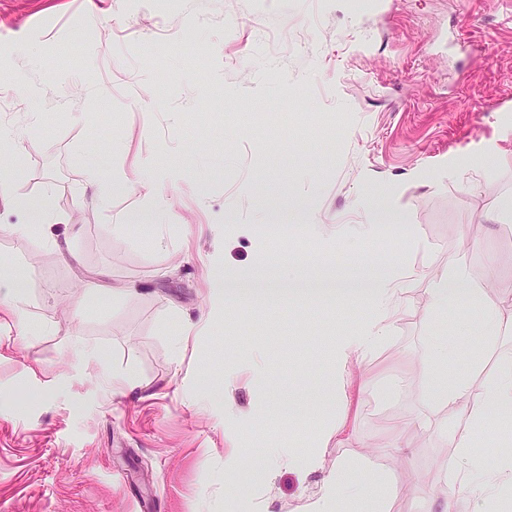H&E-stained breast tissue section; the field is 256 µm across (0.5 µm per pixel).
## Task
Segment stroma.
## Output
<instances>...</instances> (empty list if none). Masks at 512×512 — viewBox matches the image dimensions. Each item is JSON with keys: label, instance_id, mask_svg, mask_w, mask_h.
<instances>
[{"label": "stroma", "instance_id": "35a3bbf8", "mask_svg": "<svg viewBox=\"0 0 512 512\" xmlns=\"http://www.w3.org/2000/svg\"><path fill=\"white\" fill-rule=\"evenodd\" d=\"M374 2L0 0L13 191L55 216L46 235L0 199V271L26 276L43 327L0 319V512H306L340 462L355 486L383 472L390 512L447 488L462 413L421 364L440 332L463 370L479 343L451 324L479 318L462 294L436 322L427 288L453 251L473 286L497 261L492 298H512V0ZM388 265L423 276L392 341L341 371L336 338L365 318L350 299L210 292ZM124 372L135 390L102 381ZM416 417L411 455L386 447ZM336 423L350 440L316 472L270 462Z\"/></svg>", "mask_w": 512, "mask_h": 512}]
</instances>
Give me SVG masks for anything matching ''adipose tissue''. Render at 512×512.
Segmentation results:
<instances>
[{"label": "adipose tissue", "mask_w": 512, "mask_h": 512, "mask_svg": "<svg viewBox=\"0 0 512 512\" xmlns=\"http://www.w3.org/2000/svg\"><path fill=\"white\" fill-rule=\"evenodd\" d=\"M418 276V271L406 269L380 278L375 289L369 292L352 290V298L367 306L368 315L361 326L337 337L333 352L336 367H343L350 355H368L391 341L393 323L399 315L397 300L405 283ZM468 294L479 315L478 332L483 342L495 340L503 328L512 325L511 303L490 302L478 288L469 289ZM451 352L445 337H434L425 365L434 402L459 409L466 417L464 429L454 438L456 452L449 463L454 479L448 490L453 493L467 488L482 510L512 491V455L501 454L496 472L487 474L476 442L479 434L491 427L493 419L512 415V361L500 363L496 374L483 380L478 376L483 357L478 354L468 371L445 380L440 376V366L447 363ZM385 482L384 476L376 474L366 485L351 487L347 465L337 464L335 474L329 476L316 499L309 504L308 512H334L346 495L373 494Z\"/></svg>", "instance_id": "ef3b65f1"}]
</instances>
